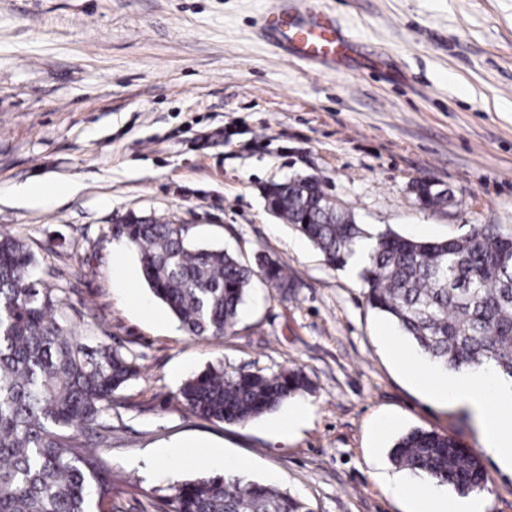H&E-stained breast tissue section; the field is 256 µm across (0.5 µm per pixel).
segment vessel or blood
Listing matches in <instances>:
<instances>
[{"mask_svg":"<svg viewBox=\"0 0 512 512\" xmlns=\"http://www.w3.org/2000/svg\"><path fill=\"white\" fill-rule=\"evenodd\" d=\"M262 30L283 57L326 68L350 59L354 47L322 0H274Z\"/></svg>","mask_w":512,"mask_h":512,"instance_id":"vessel-or-blood-1","label":"vessel or blood"}]
</instances>
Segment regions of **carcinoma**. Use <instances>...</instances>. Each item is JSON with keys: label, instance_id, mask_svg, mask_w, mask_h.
I'll use <instances>...</instances> for the list:
<instances>
[{"label": "carcinoma", "instance_id": "cac0c4a2", "mask_svg": "<svg viewBox=\"0 0 512 512\" xmlns=\"http://www.w3.org/2000/svg\"><path fill=\"white\" fill-rule=\"evenodd\" d=\"M425 207L448 202L417 182ZM268 207L312 243L333 268L355 262L370 306L446 369L491 364L512 379V231L473 224L458 237L420 241L387 229L372 237L335 203L319 178L266 189ZM140 255L152 295L192 336L231 331L259 275L288 293V269L266 255L248 266L222 248L198 245L188 228L136 216L115 227ZM34 254L0 234V512H93L112 504V472L100 450L102 418L138 366L108 344L90 346L56 317L67 292L37 277ZM312 391L291 369L267 376L218 362L188 378L179 395L194 415L244 425ZM390 461L461 495L484 488L476 454L453 437L417 427L399 435ZM158 512H311L298 497L226 472L186 480Z\"/></svg>", "mask_w": 512, "mask_h": 512}]
</instances>
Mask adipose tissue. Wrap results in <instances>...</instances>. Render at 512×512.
Returning a JSON list of instances; mask_svg holds the SVG:
<instances>
[{
	"instance_id": "ef3b65f1",
	"label": "adipose tissue",
	"mask_w": 512,
	"mask_h": 512,
	"mask_svg": "<svg viewBox=\"0 0 512 512\" xmlns=\"http://www.w3.org/2000/svg\"><path fill=\"white\" fill-rule=\"evenodd\" d=\"M407 373L440 402L467 408L484 438L485 449L503 468L512 469V382L492 370L463 368L450 373L412 357L398 337L385 338ZM414 512H483L479 500H451L432 484L413 492Z\"/></svg>"
}]
</instances>
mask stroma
I'll return each instance as SVG.
<instances>
[{
    "mask_svg": "<svg viewBox=\"0 0 512 512\" xmlns=\"http://www.w3.org/2000/svg\"><path fill=\"white\" fill-rule=\"evenodd\" d=\"M271 0H0V232L66 288L59 319L135 358L116 392L101 453L122 512L172 486L248 461L241 475L288 491L311 512H409L389 460L422 427L478 456L483 512H512V473L484 450L470 413L405 375L385 343L395 326L350 268L330 267L266 208L265 187L318 176L370 233L419 240L473 224L512 227V0H325L357 46L336 71L281 56L260 34ZM452 194L422 207L411 186ZM68 196L31 207L33 181ZM189 228L246 263L277 260L294 281L255 280L232 332L188 335L113 237L130 215ZM266 375L304 371L314 392L237 425L192 415L184 381L208 364ZM394 424L384 432L383 417Z\"/></svg>",
    "mask_w": 512,
    "mask_h": 512,
    "instance_id": "35a3bbf8",
    "label": "stroma"
}]
</instances>
